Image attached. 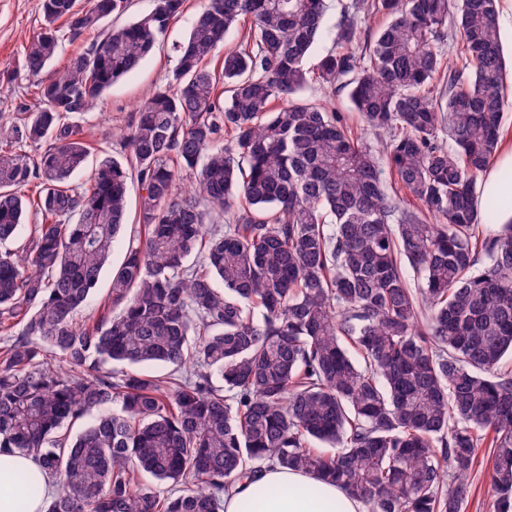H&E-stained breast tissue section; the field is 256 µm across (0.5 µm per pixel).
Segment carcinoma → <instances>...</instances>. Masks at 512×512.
Wrapping results in <instances>:
<instances>
[{"mask_svg":"<svg viewBox=\"0 0 512 512\" xmlns=\"http://www.w3.org/2000/svg\"><path fill=\"white\" fill-rule=\"evenodd\" d=\"M184 4L107 26L128 0L43 2L38 104L0 121V452L49 476L45 512H224L267 467L367 512H465L483 449L512 512V224L484 232L500 201L476 191L504 135L498 0H351L333 29L327 0H206L122 158L73 183L75 118ZM10 481L26 512L37 486Z\"/></svg>","mask_w":512,"mask_h":512,"instance_id":"1","label":"carcinoma"}]
</instances>
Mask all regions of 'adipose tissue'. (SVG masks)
Returning a JSON list of instances; mask_svg holds the SVG:
<instances>
[{
    "instance_id": "obj_1",
    "label": "adipose tissue",
    "mask_w": 512,
    "mask_h": 512,
    "mask_svg": "<svg viewBox=\"0 0 512 512\" xmlns=\"http://www.w3.org/2000/svg\"><path fill=\"white\" fill-rule=\"evenodd\" d=\"M14 472L26 474L40 489L27 512H43L52 484L32 456L19 452L0 453V512H16V501L23 493L22 487L8 480ZM247 499L254 512H366L364 504L341 487L293 469L264 471L256 482L225 497L224 512H240Z\"/></svg>"
}]
</instances>
